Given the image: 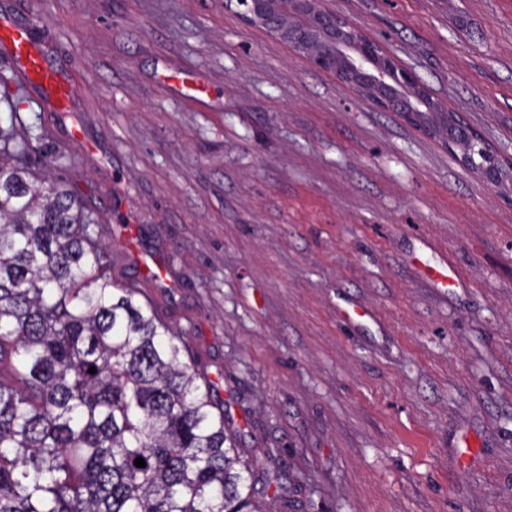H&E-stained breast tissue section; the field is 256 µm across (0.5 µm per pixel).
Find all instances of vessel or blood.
<instances>
[{"label":"vessel or blood","mask_w":512,"mask_h":512,"mask_svg":"<svg viewBox=\"0 0 512 512\" xmlns=\"http://www.w3.org/2000/svg\"><path fill=\"white\" fill-rule=\"evenodd\" d=\"M43 33L40 21L22 22L10 12L0 13V56L17 87L36 92L43 105L61 112L70 109L75 87L52 63Z\"/></svg>","instance_id":"1"}]
</instances>
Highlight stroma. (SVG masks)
I'll return each instance as SVG.
<instances>
[{"mask_svg":"<svg viewBox=\"0 0 512 512\" xmlns=\"http://www.w3.org/2000/svg\"><path fill=\"white\" fill-rule=\"evenodd\" d=\"M328 2L512 154V0ZM2 9L45 19L76 89L59 117L0 62L31 158L95 207L113 281L258 465L279 450L309 512H512L511 167L488 183L224 0Z\"/></svg>","mask_w":512,"mask_h":512,"instance_id":"stroma-1","label":"stroma"}]
</instances>
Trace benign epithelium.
<instances>
[{
  "label": "benign epithelium",
  "instance_id": "obj_1",
  "mask_svg": "<svg viewBox=\"0 0 512 512\" xmlns=\"http://www.w3.org/2000/svg\"><path fill=\"white\" fill-rule=\"evenodd\" d=\"M242 7L250 27L266 31L302 53L315 69L351 85L380 110L398 112L415 125L433 120L432 134L463 149V159L484 156L480 175H503L499 153L471 131L453 109L435 99L415 72L380 42L326 5V0H226Z\"/></svg>",
  "mask_w": 512,
  "mask_h": 512
}]
</instances>
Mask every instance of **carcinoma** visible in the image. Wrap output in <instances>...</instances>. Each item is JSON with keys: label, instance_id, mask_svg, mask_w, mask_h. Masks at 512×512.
I'll list each match as a JSON object with an SVG mask.
<instances>
[{"label": "carcinoma", "instance_id": "cac0c4a2", "mask_svg": "<svg viewBox=\"0 0 512 512\" xmlns=\"http://www.w3.org/2000/svg\"><path fill=\"white\" fill-rule=\"evenodd\" d=\"M20 127L0 112V512H274L286 467L254 478L207 368L112 281L94 208Z\"/></svg>", "mask_w": 512, "mask_h": 512}]
</instances>
